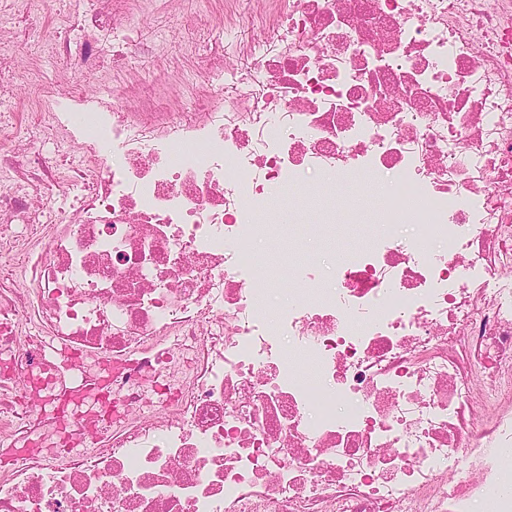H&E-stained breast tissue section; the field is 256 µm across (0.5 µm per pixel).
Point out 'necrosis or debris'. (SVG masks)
<instances>
[{"mask_svg": "<svg viewBox=\"0 0 512 512\" xmlns=\"http://www.w3.org/2000/svg\"><path fill=\"white\" fill-rule=\"evenodd\" d=\"M167 3L0 0V512H512V0H257L215 81L84 97L173 55L139 37ZM356 168L393 178L351 212L384 232L268 318L269 214ZM63 350L111 360L112 411L77 403L60 447L21 418Z\"/></svg>", "mask_w": 512, "mask_h": 512, "instance_id": "necrosis-or-debris-1", "label": "necrosis or debris"}]
</instances>
